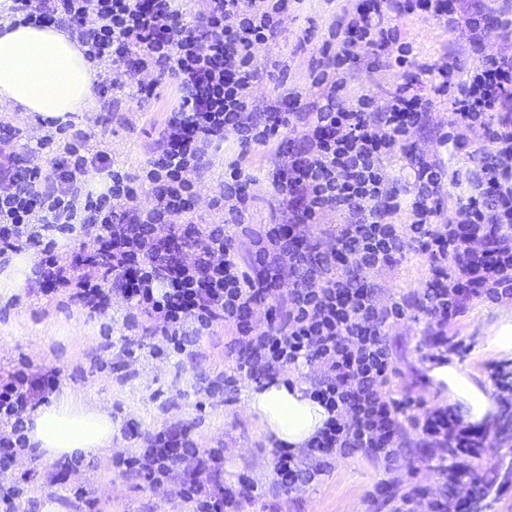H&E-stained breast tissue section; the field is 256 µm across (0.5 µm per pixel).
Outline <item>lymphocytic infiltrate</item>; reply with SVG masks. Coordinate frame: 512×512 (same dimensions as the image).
<instances>
[{
  "mask_svg": "<svg viewBox=\"0 0 512 512\" xmlns=\"http://www.w3.org/2000/svg\"><path fill=\"white\" fill-rule=\"evenodd\" d=\"M13 13L34 26L76 33L86 57L136 76L170 74L179 91L138 174L114 168L107 151L84 133L65 141L44 172L12 147L14 132L0 126V256L39 249L29 293L53 299L67 291L87 317L105 314L113 297L127 304L128 328L161 336L167 354H184L216 327H227L241 352L233 373L209 385L234 391L241 379H269L305 362L322 372L311 396L329 413L303 455L272 453V491L289 496L323 475L333 457L371 455L387 477L366 499L365 512H464L496 483L471 465L486 446L484 425L465 422L451 406H435L389 388L395 372L388 344L392 323L420 314V343L429 361L467 352L451 328L472 301H512V18L465 11L461 0H359L337 15L318 49L311 86L314 111L297 115L258 105L256 50L278 33L295 0H202L188 26L178 0H13ZM419 15L458 35L480 61L462 70L420 61L398 22ZM501 47L493 54L484 45ZM404 74L386 105L350 91L359 62ZM448 99V132L439 154L425 157L406 143L435 99ZM303 146L275 166L271 185L282 197L285 221L249 224L245 209L255 180L240 161L229 163L215 205L220 224L193 220L196 185L210 149L233 140L242 151L265 147L294 123ZM481 157L465 175L469 191L455 199L456 217H438L446 176L442 152ZM403 153L410 191L386 167ZM150 190L149 208L137 205ZM342 223L322 227L326 212ZM409 223H396L399 214ZM322 227L333 241L308 237ZM78 243L69 262L58 237ZM247 239L248 255L239 252ZM483 239L482 249L472 246ZM425 259L429 272L410 297L383 301L371 275L396 265L405 251ZM267 304L266 325L252 318ZM61 370L33 369L21 360L0 368V471L28 452L27 419L59 391ZM144 450L117 458L121 473L150 484L170 483L192 512H242L254 500L246 479H221L224 455L201 448L188 430L172 426L144 437ZM426 448L443 492L431 494L414 472L396 467L406 448Z\"/></svg>",
  "mask_w": 512,
  "mask_h": 512,
  "instance_id": "obj_1",
  "label": "lymphocytic infiltrate"
}]
</instances>
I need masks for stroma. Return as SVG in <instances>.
Wrapping results in <instances>:
<instances>
[{"label": "stroma", "mask_w": 512, "mask_h": 512, "mask_svg": "<svg viewBox=\"0 0 512 512\" xmlns=\"http://www.w3.org/2000/svg\"><path fill=\"white\" fill-rule=\"evenodd\" d=\"M357 4L358 0H301L284 17L279 34L259 51L261 70L255 95L261 104L275 101L283 89L290 87L302 93L299 111H310L316 99L309 78L313 50L337 14L354 11ZM399 27L422 60L442 64L455 57L467 69L478 63V54L434 20L413 15L402 18ZM144 78L157 83L152 97L140 98L108 86L100 88L96 91L98 111L87 120L73 122L75 130L89 135L93 148L108 151L117 167L132 174L145 165L149 147L177 97L175 82L169 75L152 71ZM0 120L16 129L17 151L27 154L35 165L50 169L54 153L40 147L39 140L46 130L36 117L1 112ZM238 153L239 147L232 140L226 141L223 148L210 151L207 172L197 186L195 223L223 222L224 212L213 207L212 199L220 191L225 169ZM284 161L282 149L274 143L248 154L246 164L259 180L249 189L246 223L266 224L279 215L280 201L267 174ZM427 276L424 260L408 252L393 269L378 273L377 278L396 297L422 288ZM125 308V302L116 297L107 314L90 319L76 308L61 307L25 293L12 303H0V364H13L23 357L36 368H60L62 391L108 411L119 426L111 447L81 460L69 482L47 484L51 463L30 460L25 454L8 471L0 473V479L20 481L35 512H48L51 504L58 512H75L73 491L79 485L89 490L95 502L92 512H188L187 505L175 497L169 485L127 479L112 464L116 457L140 452V433L177 421L191 425L198 447L223 449L225 485H236L244 476L256 486L261 500L245 506L244 512H261L262 505L272 502L278 503L281 512H364L366 497L386 474L371 456L361 453L336 457L325 475L303 491L272 498L270 488L276 480L271 465L272 446L249 414L244 391L209 394L203 389L204 377L235 365L229 331L220 327L204 337L196 356L120 357L115 351L102 349V326H111L112 339L117 343L128 338L147 350L163 345L161 337L139 329L126 330L122 325ZM496 310L494 303L473 302L453 327L460 338L472 344L462 365L483 384L489 381L483 369L488 360L482 350L483 329L494 321ZM419 329V323L412 320L389 329L395 362L390 388L411 392L434 405L441 398L430 385V363L426 348L418 343Z\"/></svg>", "instance_id": "obj_1"}]
</instances>
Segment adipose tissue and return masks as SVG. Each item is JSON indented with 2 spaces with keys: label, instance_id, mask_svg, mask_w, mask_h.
<instances>
[{
  "label": "adipose tissue",
  "instance_id": "adipose-tissue-1",
  "mask_svg": "<svg viewBox=\"0 0 512 512\" xmlns=\"http://www.w3.org/2000/svg\"><path fill=\"white\" fill-rule=\"evenodd\" d=\"M78 39L62 29L0 23V110L45 119H65L95 110L97 68ZM484 352L512 361V309L500 308L484 330ZM428 376L441 399L470 423H486L498 405L457 360L431 366ZM246 403L262 432L282 448L297 450L317 434L328 418L326 409L303 385L277 378L250 386ZM115 426L99 408L65 394L39 406L31 416L30 443L53 462L111 447Z\"/></svg>",
  "mask_w": 512,
  "mask_h": 512
}]
</instances>
